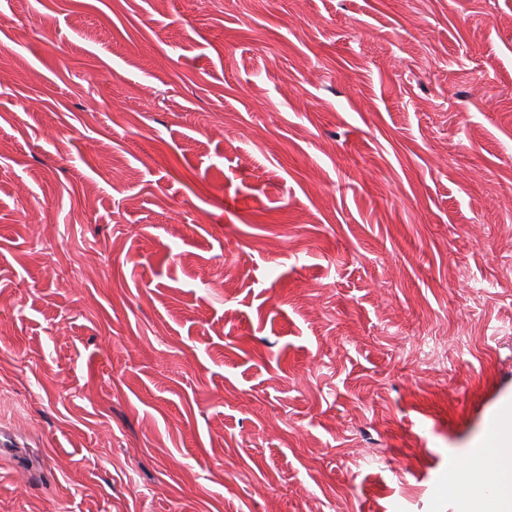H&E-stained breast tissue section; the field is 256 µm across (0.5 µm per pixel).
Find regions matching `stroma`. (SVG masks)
Listing matches in <instances>:
<instances>
[{"label": "stroma", "instance_id": "1", "mask_svg": "<svg viewBox=\"0 0 512 512\" xmlns=\"http://www.w3.org/2000/svg\"><path fill=\"white\" fill-rule=\"evenodd\" d=\"M0 74V512H454L512 0H0Z\"/></svg>", "mask_w": 512, "mask_h": 512}]
</instances>
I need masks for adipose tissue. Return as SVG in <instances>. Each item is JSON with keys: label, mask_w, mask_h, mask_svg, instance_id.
Masks as SVG:
<instances>
[{"label": "adipose tissue", "mask_w": 512, "mask_h": 512, "mask_svg": "<svg viewBox=\"0 0 512 512\" xmlns=\"http://www.w3.org/2000/svg\"><path fill=\"white\" fill-rule=\"evenodd\" d=\"M497 472L502 482H512V438L506 429L494 428L469 452L464 470L448 477V495L459 512H512L499 489L487 481L488 472Z\"/></svg>", "instance_id": "ef3b65f1"}]
</instances>
